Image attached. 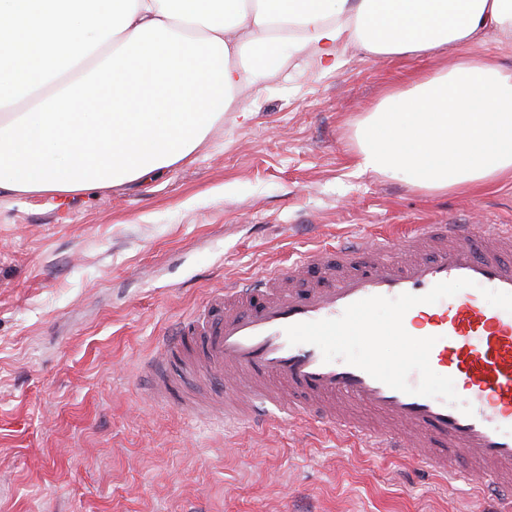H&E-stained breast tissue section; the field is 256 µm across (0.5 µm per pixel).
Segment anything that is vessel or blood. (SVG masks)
<instances>
[{
  "label": "vessel or blood",
  "instance_id": "1",
  "mask_svg": "<svg viewBox=\"0 0 512 512\" xmlns=\"http://www.w3.org/2000/svg\"><path fill=\"white\" fill-rule=\"evenodd\" d=\"M459 278L512 292L511 224H486L477 233L466 224H420L398 248L372 237L309 252L297 265L214 291L209 314L180 319L146 366L149 391H168L169 363L193 338L202 354L186 367L200 386L223 379L228 367L240 374L208 398L210 418L226 419L227 401L244 393L250 403L236 419L263 426L286 414L330 423L368 447L442 472L461 455L487 486L511 493L512 313L483 295L457 294L416 305L403 318L411 336L435 337L430 365L460 388L469 416L443 400L394 390L342 360L324 362L316 346L289 344L285 333L295 323L339 317L364 298L422 295ZM436 445L444 453H433Z\"/></svg>",
  "mask_w": 512,
  "mask_h": 512
}]
</instances>
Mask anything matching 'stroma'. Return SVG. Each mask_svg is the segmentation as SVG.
Masks as SVG:
<instances>
[{"mask_svg":"<svg viewBox=\"0 0 512 512\" xmlns=\"http://www.w3.org/2000/svg\"><path fill=\"white\" fill-rule=\"evenodd\" d=\"M293 56L235 96L159 176L62 195L0 193V512H497L501 495L415 472L332 425L254 429L151 400L159 338L224 285L398 224H512V179L434 193L360 172L355 125L437 65L494 57L484 35L441 59L340 46ZM249 107L241 117V107Z\"/></svg>","mask_w":512,"mask_h":512,"instance_id":"1","label":"stroma"}]
</instances>
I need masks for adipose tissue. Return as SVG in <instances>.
Masks as SVG:
<instances>
[{
	"label": "adipose tissue",
	"instance_id": "obj_1",
	"mask_svg": "<svg viewBox=\"0 0 512 512\" xmlns=\"http://www.w3.org/2000/svg\"><path fill=\"white\" fill-rule=\"evenodd\" d=\"M298 26L291 42L277 29ZM491 30L512 37V0H0V192L75 193L182 163L232 93L287 54L339 64V44L438 56ZM116 46L61 83L103 33ZM290 53H283V45ZM359 170L431 192L512 174V68L458 61L389 92L357 124Z\"/></svg>",
	"mask_w": 512,
	"mask_h": 512
}]
</instances>
